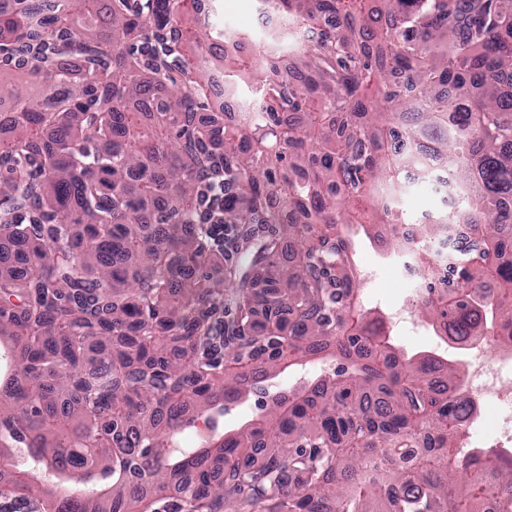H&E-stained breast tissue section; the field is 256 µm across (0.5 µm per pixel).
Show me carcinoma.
I'll list each match as a JSON object with an SVG mask.
<instances>
[{"instance_id": "obj_1", "label": "carcinoma", "mask_w": 512, "mask_h": 512, "mask_svg": "<svg viewBox=\"0 0 512 512\" xmlns=\"http://www.w3.org/2000/svg\"><path fill=\"white\" fill-rule=\"evenodd\" d=\"M258 2L305 42L258 67L243 34L204 55L201 0L0 8V512H484L512 489L511 456L458 452L459 369L396 352L351 261L359 228L400 248L405 167L447 174L466 200L422 225L454 242L417 311L512 346V0ZM218 73L255 106L225 120ZM311 358L331 369L270 390ZM258 412L253 400L230 406L229 411L224 414V432L240 428L243 424L252 420Z\"/></svg>"}]
</instances>
